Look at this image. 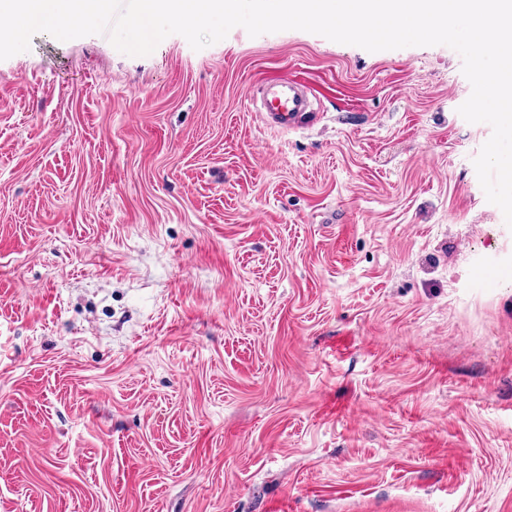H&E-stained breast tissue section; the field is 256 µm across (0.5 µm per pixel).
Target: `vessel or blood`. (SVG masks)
I'll list each match as a JSON object with an SVG mask.
<instances>
[{
	"label": "vessel or blood",
	"mask_w": 512,
	"mask_h": 512,
	"mask_svg": "<svg viewBox=\"0 0 512 512\" xmlns=\"http://www.w3.org/2000/svg\"><path fill=\"white\" fill-rule=\"evenodd\" d=\"M258 110L266 125L288 129L302 125L313 107L311 91L291 78L265 80L258 90Z\"/></svg>",
	"instance_id": "1"
}]
</instances>
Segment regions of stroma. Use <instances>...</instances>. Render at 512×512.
I'll use <instances>...</instances> for the list:
<instances>
[{"instance_id": "35a3bbf8", "label": "stroma", "mask_w": 512, "mask_h": 512, "mask_svg": "<svg viewBox=\"0 0 512 512\" xmlns=\"http://www.w3.org/2000/svg\"><path fill=\"white\" fill-rule=\"evenodd\" d=\"M462 64L240 26L0 60V512H512ZM272 75L302 127L254 111ZM258 89V112L266 125L288 129L303 124L312 113L313 96L300 81L274 78L263 81Z\"/></svg>"}]
</instances>
